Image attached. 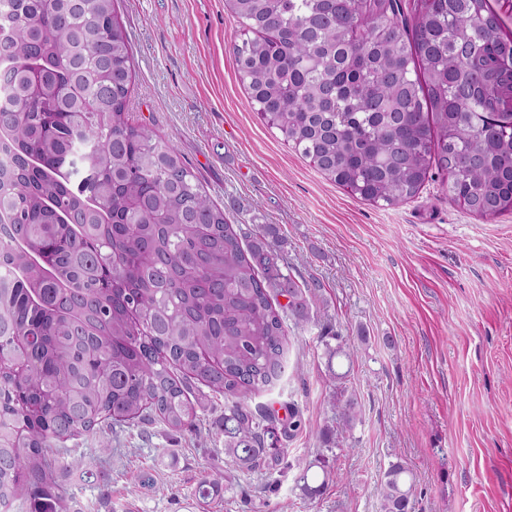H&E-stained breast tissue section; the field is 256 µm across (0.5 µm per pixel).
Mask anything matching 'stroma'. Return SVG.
<instances>
[{
	"instance_id": "35a3bbf8",
	"label": "stroma",
	"mask_w": 512,
	"mask_h": 512,
	"mask_svg": "<svg viewBox=\"0 0 512 512\" xmlns=\"http://www.w3.org/2000/svg\"><path fill=\"white\" fill-rule=\"evenodd\" d=\"M115 7L135 57L129 112L179 148L230 223L279 228L291 274L321 285L319 322L289 328L281 378L250 401L302 411L290 469L240 470L216 437L124 428L108 448L82 437L57 449L69 512H383L397 459L413 475L412 512H512V212L476 216L437 177L394 207L351 197L252 111L224 0ZM326 325L349 357L327 362ZM333 371L358 398L350 431ZM326 429L333 480L309 499L295 479ZM219 475L221 495L199 510L192 492Z\"/></svg>"
}]
</instances>
